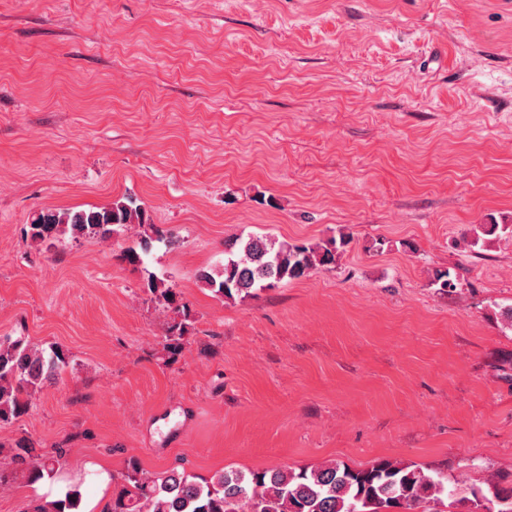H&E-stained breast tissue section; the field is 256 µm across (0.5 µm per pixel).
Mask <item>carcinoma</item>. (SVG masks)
<instances>
[{
    "instance_id": "cac0c4a2",
    "label": "carcinoma",
    "mask_w": 512,
    "mask_h": 512,
    "mask_svg": "<svg viewBox=\"0 0 512 512\" xmlns=\"http://www.w3.org/2000/svg\"><path fill=\"white\" fill-rule=\"evenodd\" d=\"M142 228L139 248L122 251L129 265L142 263L141 253L153 241L175 240L153 224L147 211L131 196L110 207L79 211H49L31 224L32 237L53 243L67 233L109 240L125 228ZM350 238L344 234L315 244H289L267 236H251L225 243L224 267L199 278L227 300L252 295L256 289L273 288L283 281L299 280L311 271L336 265ZM154 298L180 319L168 327L164 349L171 354L183 347L190 312L175 289L152 277L147 284ZM68 365L60 348L49 351L25 336H0V427L29 412L34 396L57 382ZM59 449L42 451L22 437L12 449V462L29 482L52 474L62 464ZM78 489L64 497L39 503L33 512H77ZM512 512V480L497 475L471 488L470 498L458 500L448 485V474L390 459L364 468L328 461L315 465L277 466L262 470H221L200 480L173 466L159 472L144 470L131 458L120 475L109 512Z\"/></svg>"
}]
</instances>
